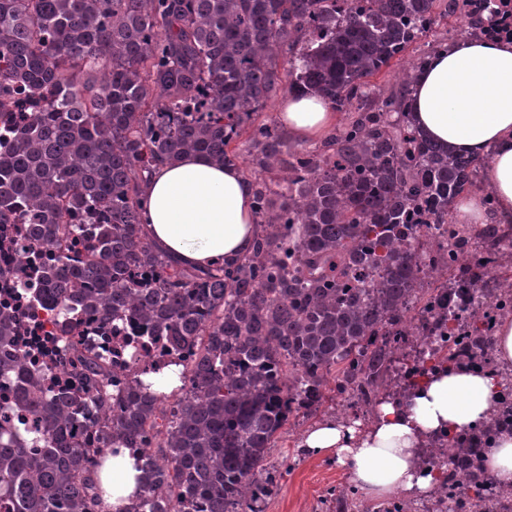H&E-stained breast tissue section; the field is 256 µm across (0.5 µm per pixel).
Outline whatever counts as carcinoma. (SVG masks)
<instances>
[{"label": "carcinoma", "mask_w": 512, "mask_h": 512, "mask_svg": "<svg viewBox=\"0 0 512 512\" xmlns=\"http://www.w3.org/2000/svg\"><path fill=\"white\" fill-rule=\"evenodd\" d=\"M457 0H0V225H32L14 274L49 249L46 298L103 320L129 314L192 364L169 394L134 376L112 407V369L67 345L101 414L78 415L31 381L6 436L0 407V512H111L96 469L140 448L139 494L121 512H261L259 480L294 404L343 383L367 401L391 384L390 337L410 298L432 285L402 250L422 210L480 188L479 159L423 139L407 112L415 73L448 39L427 43L399 90L369 78ZM317 93L344 114L305 149L265 112L279 95ZM198 153L239 164L261 233L234 264L199 271L159 252L141 221V186ZM97 228L91 249L81 225ZM480 244L445 273L490 294L512 288V228L464 225ZM351 490L322 508L346 506Z\"/></svg>", "instance_id": "cac0c4a2"}]
</instances>
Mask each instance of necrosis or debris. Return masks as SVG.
Returning <instances> with one entry per match:
<instances>
[{"label": "necrosis or debris", "instance_id": "necrosis-or-debris-1", "mask_svg": "<svg viewBox=\"0 0 512 512\" xmlns=\"http://www.w3.org/2000/svg\"><path fill=\"white\" fill-rule=\"evenodd\" d=\"M461 12L465 19L481 23L480 34L488 40L512 39V0H494L492 12L482 11L479 0H467ZM27 228L22 224L0 226V307L12 311L16 333L11 343L0 345V361L17 352L30 353L33 362L28 376L37 379L46 395L77 401L84 417L93 419L100 413L91 400L80 371L65 354V328L82 333L83 342L91 352L111 362L114 378L126 380L133 373L172 362L167 337L147 336L141 323L123 317L104 326H85L80 311L63 312L41 299L40 281L36 274L16 278L11 273L19 256L18 246L24 241ZM440 312L450 314L448 326L434 327L421 317H408V331L402 352L391 367L394 384L374 397L357 417L347 412L345 395L336 397V420L344 426L358 424L367 429L385 403L405 402L419 386L423 377L442 368L449 349L468 351V364L496 369L498 377L508 378L512 370L500 367L486 350L501 315L512 312V291L493 297L479 295L470 285L441 288L435 293ZM481 335H474V328ZM512 429V388H502L490 424L480 425L464 435L435 433L426 437L419 453L436 475L426 497L402 493L390 495L381 504L382 512H478L479 503L496 507L497 512H512V496L506 495L478 460L492 446L499 431Z\"/></svg>", "mask_w": 512, "mask_h": 512}]
</instances>
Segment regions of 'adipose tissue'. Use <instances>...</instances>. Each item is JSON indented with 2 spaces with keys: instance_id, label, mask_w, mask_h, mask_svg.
<instances>
[{
  "instance_id": "ef3b65f1",
  "label": "adipose tissue",
  "mask_w": 512,
  "mask_h": 512,
  "mask_svg": "<svg viewBox=\"0 0 512 512\" xmlns=\"http://www.w3.org/2000/svg\"><path fill=\"white\" fill-rule=\"evenodd\" d=\"M412 123L443 150L484 157L482 182L497 199L488 212L481 193L457 199L459 224H512V43L463 36L431 57L410 88ZM339 118L321 95H291L279 119L299 140H321ZM142 221L155 246L185 266L206 268L248 254L258 233L251 190L237 166H218L190 153L159 166L144 188ZM498 389L493 374L459 368L434 373L405 406L381 405L364 432L325 420L301 448L345 469L350 485L371 498L393 492L428 495L433 481L418 455L426 435L462 431L487 420ZM140 472L128 449L99 477L112 488V507L138 493Z\"/></svg>"
}]
</instances>
